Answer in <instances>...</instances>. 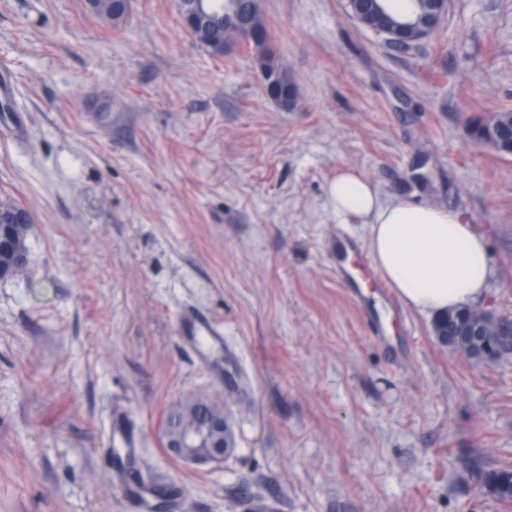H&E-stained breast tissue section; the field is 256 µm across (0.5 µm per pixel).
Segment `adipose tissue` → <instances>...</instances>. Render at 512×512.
Listing matches in <instances>:
<instances>
[{
  "instance_id": "ef3b65f1",
  "label": "adipose tissue",
  "mask_w": 512,
  "mask_h": 512,
  "mask_svg": "<svg viewBox=\"0 0 512 512\" xmlns=\"http://www.w3.org/2000/svg\"><path fill=\"white\" fill-rule=\"evenodd\" d=\"M341 223L365 221V242L380 277L408 305L439 314L483 300L493 275L485 238L458 211L381 200L367 178L344 169L328 187Z\"/></svg>"
}]
</instances>
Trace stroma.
Listing matches in <instances>:
<instances>
[{"mask_svg":"<svg viewBox=\"0 0 512 512\" xmlns=\"http://www.w3.org/2000/svg\"><path fill=\"white\" fill-rule=\"evenodd\" d=\"M293 76L282 107L243 43L208 54L175 0L117 26L84 0H0V200L26 207L29 265L0 280V512H512L480 470L512 468V356L441 345L395 300V345L332 271L327 188L462 212L488 242L482 309L512 319V157L470 117L512 110V0H450L397 50L346 0H260ZM224 329L207 363L184 308ZM192 397L224 403L236 449L190 467L162 442ZM137 460L104 451L114 420Z\"/></svg>","mask_w":512,"mask_h":512,"instance_id":"35a3bbf8","label":"stroma"}]
</instances>
